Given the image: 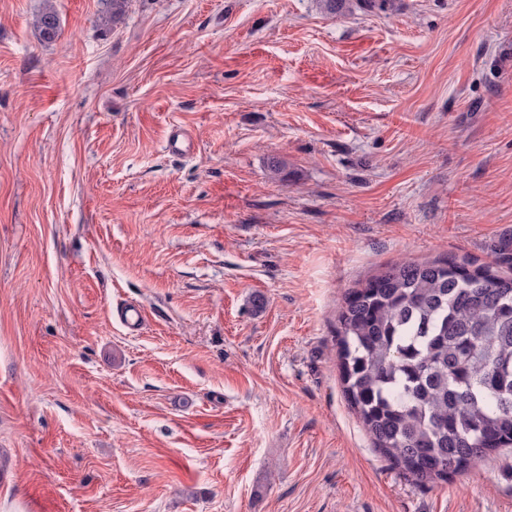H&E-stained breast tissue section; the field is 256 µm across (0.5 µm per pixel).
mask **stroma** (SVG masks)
Returning <instances> with one entry per match:
<instances>
[{
	"instance_id": "35a3bbf8",
	"label": "stroma",
	"mask_w": 512,
	"mask_h": 512,
	"mask_svg": "<svg viewBox=\"0 0 512 512\" xmlns=\"http://www.w3.org/2000/svg\"><path fill=\"white\" fill-rule=\"evenodd\" d=\"M103 10L0 0V512H512V452L404 478L336 354L349 288L512 243V0ZM320 8L330 15H343L346 12L352 11L354 6L365 9H378L380 11H387L394 5L393 0H356L354 5L353 0H317ZM35 25L44 41L52 42L59 35V19L53 9L46 8L37 15Z\"/></svg>"
}]
</instances>
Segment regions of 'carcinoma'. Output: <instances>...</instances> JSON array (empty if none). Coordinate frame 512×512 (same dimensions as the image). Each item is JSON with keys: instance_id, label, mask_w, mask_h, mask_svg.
Segmentation results:
<instances>
[{"instance_id": "carcinoma-1", "label": "carcinoma", "mask_w": 512, "mask_h": 512, "mask_svg": "<svg viewBox=\"0 0 512 512\" xmlns=\"http://www.w3.org/2000/svg\"><path fill=\"white\" fill-rule=\"evenodd\" d=\"M129 0H104L117 24ZM330 15L394 0H318ZM59 35L57 13L35 18ZM336 344L344 392L374 447L418 485L512 449V275L454 257L400 262L350 289Z\"/></svg>"}]
</instances>
